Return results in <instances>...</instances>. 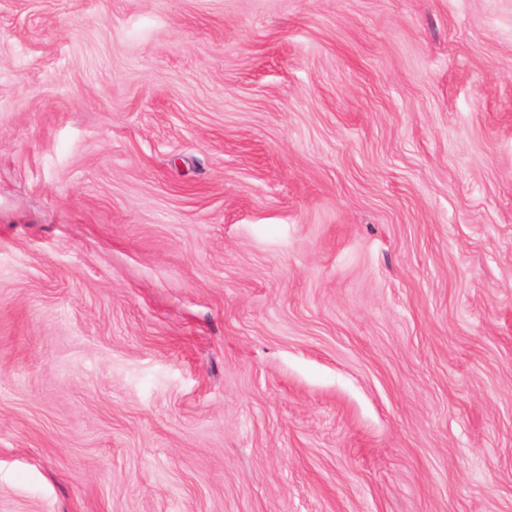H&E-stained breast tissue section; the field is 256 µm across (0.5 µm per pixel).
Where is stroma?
Returning <instances> with one entry per match:
<instances>
[{"instance_id":"obj_1","label":"stroma","mask_w":512,"mask_h":512,"mask_svg":"<svg viewBox=\"0 0 512 512\" xmlns=\"http://www.w3.org/2000/svg\"><path fill=\"white\" fill-rule=\"evenodd\" d=\"M0 512H512V0H0Z\"/></svg>"}]
</instances>
